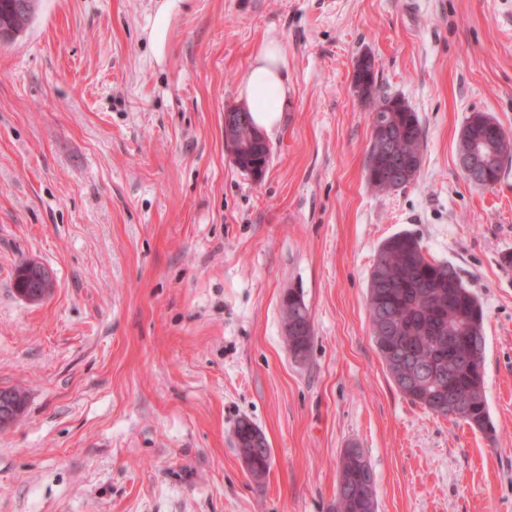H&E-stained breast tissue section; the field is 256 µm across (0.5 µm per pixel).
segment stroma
Returning a JSON list of instances; mask_svg holds the SVG:
<instances>
[{
  "label": "stroma",
  "instance_id": "1",
  "mask_svg": "<svg viewBox=\"0 0 512 512\" xmlns=\"http://www.w3.org/2000/svg\"><path fill=\"white\" fill-rule=\"evenodd\" d=\"M41 0L0 43V512H332L344 448L377 512H512V159L497 184L458 164L472 113L512 134V0ZM288 47L289 101L261 179L224 143L252 51ZM382 96L424 130L406 188L367 183ZM407 230L484 307L492 435L403 397L372 342L378 248ZM49 298L14 288L24 260ZM312 321L307 360L283 296ZM271 449L252 479L234 431ZM354 84L358 89L360 96L365 101L377 100L378 84L376 81V71L371 69H363L360 65L356 64L354 73ZM26 262L27 261H24L19 264L16 269L15 288L20 294L21 289L29 288V282L26 275L33 277L37 282L35 290L32 292H26L23 294V296L30 303H38L44 300L50 294L51 288L54 286V280L52 274L46 267L34 263L27 266L25 274L23 267ZM283 318L286 327V338L292 336L293 342L289 349L294 352H302L306 359L312 343V325H307L302 308L307 310L304 300L294 290H288V297L283 298ZM12 391L20 398V404L22 406V410L25 406V393L19 389H5ZM9 391H0V428L6 429L14 424L21 415V412L17 406V404L13 400V394Z\"/></svg>",
  "mask_w": 512,
  "mask_h": 512
}]
</instances>
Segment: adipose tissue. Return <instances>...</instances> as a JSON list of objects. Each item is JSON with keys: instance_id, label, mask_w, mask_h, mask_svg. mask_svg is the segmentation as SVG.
<instances>
[{"instance_id": "1", "label": "adipose tissue", "mask_w": 512, "mask_h": 512, "mask_svg": "<svg viewBox=\"0 0 512 512\" xmlns=\"http://www.w3.org/2000/svg\"><path fill=\"white\" fill-rule=\"evenodd\" d=\"M287 71L286 44L276 33H269L255 47L238 88L240 100L262 132L274 133L279 126L282 107L288 97Z\"/></svg>"}]
</instances>
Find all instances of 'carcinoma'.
<instances>
[{"mask_svg":"<svg viewBox=\"0 0 512 512\" xmlns=\"http://www.w3.org/2000/svg\"><path fill=\"white\" fill-rule=\"evenodd\" d=\"M39 0H0V31L28 28ZM354 84L366 101L378 98L376 71L356 67ZM379 116L389 127L395 154L409 162L407 172L394 177L369 149L366 170L369 184L380 192L411 184L419 173L424 130L415 112L400 98L385 97ZM495 119L483 112L469 116L458 142V158L485 138ZM491 158L488 175L499 181L505 156L499 145L485 149ZM304 300L294 290L283 299L284 326L293 342L290 350L308 354L312 325L305 323ZM368 311L373 342L398 390L411 402L437 416L439 388L453 383L462 395L457 420L483 433L494 431L484 392L485 336L483 306L450 262L425 254L419 238L398 232L382 242L368 284ZM268 441L254 458L255 476L270 468Z\"/></svg>","mask_w":512,"mask_h":512,"instance_id":"1","label":"carcinoma"}]
</instances>
